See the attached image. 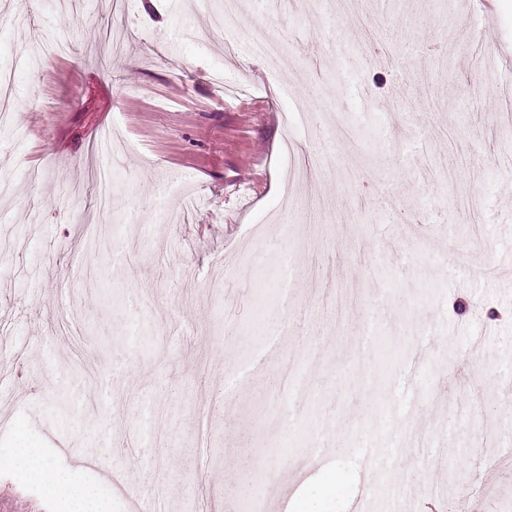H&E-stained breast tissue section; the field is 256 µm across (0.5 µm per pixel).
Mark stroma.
<instances>
[{"label": "stroma", "mask_w": 512, "mask_h": 512, "mask_svg": "<svg viewBox=\"0 0 512 512\" xmlns=\"http://www.w3.org/2000/svg\"><path fill=\"white\" fill-rule=\"evenodd\" d=\"M0 0V512H60L13 464L38 449L108 512H512V0ZM128 37L112 52L109 35ZM288 60L253 52L256 33ZM383 43L374 63L337 38ZM308 126L288 127L299 108ZM403 144L442 162L419 177ZM296 217L282 230L283 213ZM291 270H284L283 255ZM239 322L224 333V317ZM370 329L369 373L347 372ZM426 356L411 393L398 390ZM303 364L309 396L282 371ZM445 469L420 477L424 421ZM418 436L370 473L358 441ZM336 472L337 496L322 476Z\"/></svg>", "instance_id": "35a3bbf8"}]
</instances>
